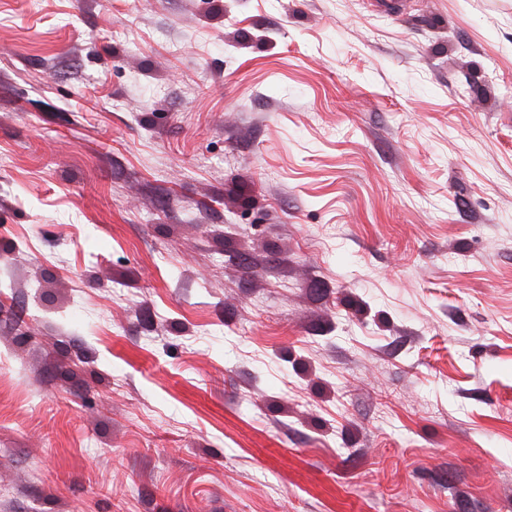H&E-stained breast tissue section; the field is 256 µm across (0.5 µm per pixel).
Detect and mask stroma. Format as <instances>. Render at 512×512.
Segmentation results:
<instances>
[{"instance_id": "obj_1", "label": "stroma", "mask_w": 512, "mask_h": 512, "mask_svg": "<svg viewBox=\"0 0 512 512\" xmlns=\"http://www.w3.org/2000/svg\"><path fill=\"white\" fill-rule=\"evenodd\" d=\"M0 512H512V0H0Z\"/></svg>"}]
</instances>
